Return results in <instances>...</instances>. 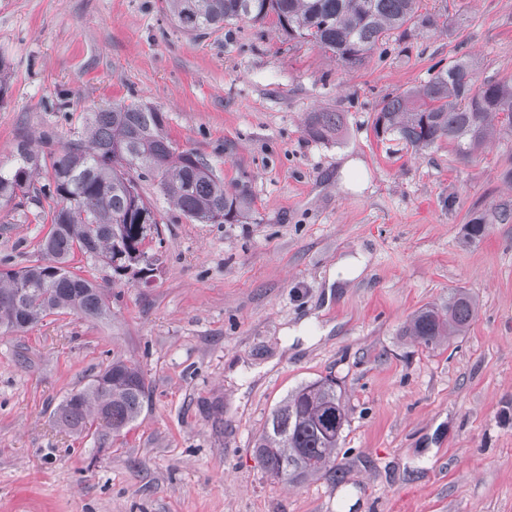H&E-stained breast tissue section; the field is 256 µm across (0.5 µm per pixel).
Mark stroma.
Listing matches in <instances>:
<instances>
[{"label":"stroma","instance_id":"stroma-1","mask_svg":"<svg viewBox=\"0 0 512 512\" xmlns=\"http://www.w3.org/2000/svg\"><path fill=\"white\" fill-rule=\"evenodd\" d=\"M421 6L438 30L349 70L270 20L194 38L164 0H0V166L19 142L63 144L83 112L135 101L252 202L245 222L199 224L144 183L151 277L115 280L104 319L0 330V512H512V131L470 162L373 131L385 96L453 61L511 78L512 0ZM322 110L344 114L340 141L307 135ZM349 157L366 164L364 192L339 178ZM49 206L0 207V269L40 260ZM359 253L361 275L331 284ZM458 288L479 303L465 336L432 351L401 335ZM115 357L139 365L149 401L99 451L53 412ZM327 376L349 417L334 466L283 484L255 439L287 393Z\"/></svg>","mask_w":512,"mask_h":512}]
</instances>
